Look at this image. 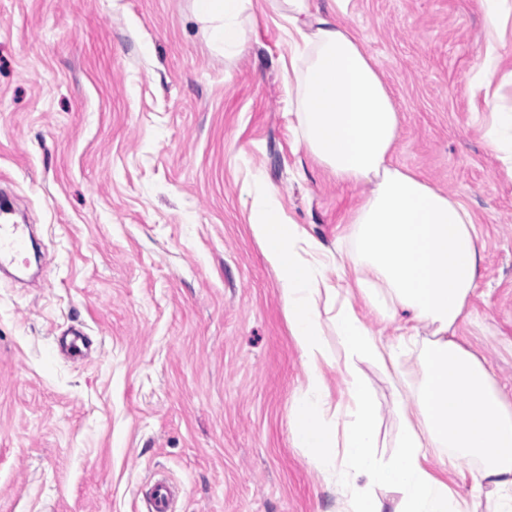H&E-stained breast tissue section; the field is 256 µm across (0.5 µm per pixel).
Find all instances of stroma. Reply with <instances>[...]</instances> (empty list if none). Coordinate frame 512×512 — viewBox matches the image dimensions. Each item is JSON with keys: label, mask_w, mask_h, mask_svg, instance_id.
Wrapping results in <instances>:
<instances>
[{"label": "stroma", "mask_w": 512, "mask_h": 512, "mask_svg": "<svg viewBox=\"0 0 512 512\" xmlns=\"http://www.w3.org/2000/svg\"><path fill=\"white\" fill-rule=\"evenodd\" d=\"M497 103L512 110V0ZM485 0H350L346 21L400 115L392 166L460 200L483 262L455 338L512 407V179L485 146L471 78ZM244 54L214 52L194 0H0V192L34 225L39 279L0 276V512H147L156 474L174 512H346L349 491L292 437L306 367L276 270L248 220L252 175L332 255L364 187L299 145L283 22L253 0ZM383 341L406 320L365 307L352 275L324 270ZM101 345L67 360L57 338ZM419 342L398 369L355 362L378 454L398 451L420 384Z\"/></svg>", "instance_id": "stroma-1"}]
</instances>
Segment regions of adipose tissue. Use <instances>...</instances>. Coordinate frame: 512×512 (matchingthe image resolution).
<instances>
[{
  "label": "adipose tissue",
  "mask_w": 512,
  "mask_h": 512,
  "mask_svg": "<svg viewBox=\"0 0 512 512\" xmlns=\"http://www.w3.org/2000/svg\"><path fill=\"white\" fill-rule=\"evenodd\" d=\"M212 48L227 57L246 48L241 22L252 0H195ZM288 26V37L304 65L297 76L295 112L300 143L337 180L371 185L355 210L347 258L366 305L384 321L398 309L412 314L404 338L414 341L419 324L433 338L422 350V379L395 459L378 457L379 430L372 398L355 373H348L349 404L341 429L331 428L332 407L320 370L330 361L319 307L334 285L321 270L329 257L287 223L275 191L253 178L250 227L266 261L276 270L288 323L305 363L307 385L294 403L292 435L310 465L354 486H366L353 512H382L378 488L400 495L396 512H467L446 479L432 472V455L477 459L476 484L497 491L493 512H512V411L490 384L484 364L454 340L452 332L479 278L482 254L475 221L466 206L417 176L393 167L398 113L376 62L342 22L350 0H332L328 13L310 0H272ZM486 143L512 177V112L491 111ZM336 333L346 363L370 358L395 361V345L374 336L352 304L339 305Z\"/></svg>",
  "instance_id": "1"
}]
</instances>
